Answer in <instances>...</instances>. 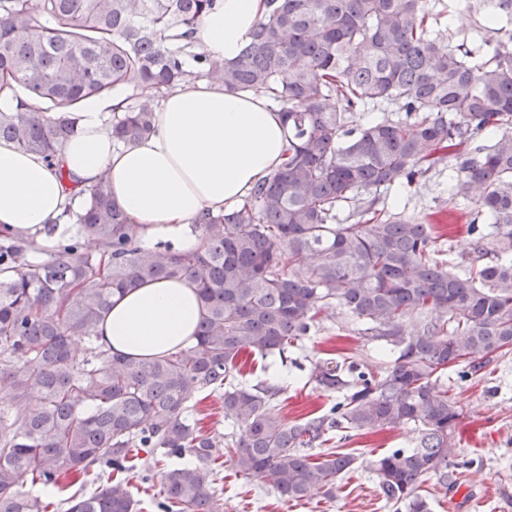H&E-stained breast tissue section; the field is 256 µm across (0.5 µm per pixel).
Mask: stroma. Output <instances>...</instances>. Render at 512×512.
I'll list each match as a JSON object with an SVG mask.
<instances>
[{
	"mask_svg": "<svg viewBox=\"0 0 512 512\" xmlns=\"http://www.w3.org/2000/svg\"><path fill=\"white\" fill-rule=\"evenodd\" d=\"M450 168L430 171L418 182L394 186L386 206L394 213L422 219L437 214L441 226L437 247L441 259L465 266L469 240L457 233L477 206L468 199H449ZM389 347L365 339L357 323L339 328L336 319L323 321L309 336L289 348L285 357L255 359L243 367V383H276L284 388L275 411L288 422L329 409L342 393L325 394L309 380L313 365L335 357L372 370L393 358ZM450 394L463 412L456 438L459 462L448 485L430 478L422 483L431 512H512V355L493 359L478 374L451 375ZM417 431H362L349 441L331 443V450L355 458L353 470L339 483L335 497L316 495L311 500L284 502L261 483L238 476L231 463L220 466L217 490L223 512H392L382 498L369 460L397 448H413Z\"/></svg>",
	"mask_w": 512,
	"mask_h": 512,
	"instance_id": "35a3bbf8",
	"label": "stroma"
}]
</instances>
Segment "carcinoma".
<instances>
[{"label":"carcinoma","mask_w":512,"mask_h":512,"mask_svg":"<svg viewBox=\"0 0 512 512\" xmlns=\"http://www.w3.org/2000/svg\"><path fill=\"white\" fill-rule=\"evenodd\" d=\"M266 3L224 61L196 40L217 0H0V92L18 101L0 111V138L51 164L83 104L124 88L134 94L108 125L121 144L154 131L159 93L204 79L270 94L289 127L281 166L241 205L203 214L196 250L143 247L104 180L67 211L77 235L51 249L0 237V403L11 402L0 409V512H47L25 483L47 489L100 467L106 484L66 499V512H139L126 474L145 449L192 458L162 472L159 512H221V447L237 474L300 502L334 497L355 462L306 449L413 425L414 448L370 461L385 501L406 512H429L421 479L446 485L458 466L462 410L444 378L512 354V0L480 2L491 36L478 59L444 44L422 0ZM361 109L382 116L358 125ZM447 163L449 195L478 206L466 234L488 258L462 270L438 258L434 225L388 212L383 198ZM344 204L351 224L336 223ZM181 278L203 305L195 344L147 359L99 343L112 297ZM338 309L397 354L375 372L318 361L315 387L344 391L327 412L289 423L273 412L283 388L236 381L244 354L282 356ZM78 338L89 341L81 359ZM198 393L220 395L240 433L222 444L189 422Z\"/></svg>","instance_id":"1"}]
</instances>
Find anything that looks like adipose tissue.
<instances>
[{"label":"adipose tissue","mask_w":512,"mask_h":512,"mask_svg":"<svg viewBox=\"0 0 512 512\" xmlns=\"http://www.w3.org/2000/svg\"><path fill=\"white\" fill-rule=\"evenodd\" d=\"M265 11L266 0H218L197 30L202 51L233 60ZM112 106H85L58 169L0 141V230L36 235L63 223L72 201L67 184L87 191L104 179L141 243L171 239L191 250L200 239L190 225L240 203L280 166L288 144L281 112L261 93L218 85L170 90L159 101L153 133L126 145L104 123ZM201 313L189 279L154 281L113 298L96 333L112 352L151 358L193 344Z\"/></svg>","instance_id":"obj_1"}]
</instances>
